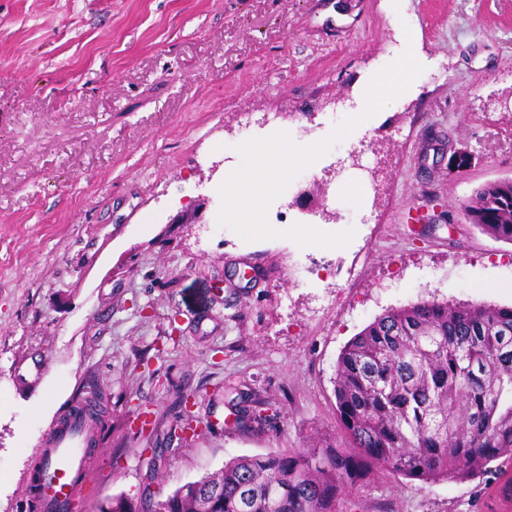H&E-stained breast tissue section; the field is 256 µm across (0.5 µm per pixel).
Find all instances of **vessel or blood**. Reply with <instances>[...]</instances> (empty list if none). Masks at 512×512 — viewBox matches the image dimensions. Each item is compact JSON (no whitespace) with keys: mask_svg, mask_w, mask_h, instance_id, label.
I'll list each match as a JSON object with an SVG mask.
<instances>
[{"mask_svg":"<svg viewBox=\"0 0 512 512\" xmlns=\"http://www.w3.org/2000/svg\"><path fill=\"white\" fill-rule=\"evenodd\" d=\"M97 433L90 418L71 417L47 435L40 456L49 474L40 486L27 491L32 512H64L79 491L80 477L91 467L87 448Z\"/></svg>","mask_w":512,"mask_h":512,"instance_id":"vessel-or-blood-1","label":"vessel or blood"}]
</instances>
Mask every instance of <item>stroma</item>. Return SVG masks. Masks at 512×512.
<instances>
[{"label":"stroma","mask_w":512,"mask_h":512,"mask_svg":"<svg viewBox=\"0 0 512 512\" xmlns=\"http://www.w3.org/2000/svg\"><path fill=\"white\" fill-rule=\"evenodd\" d=\"M415 38L422 73L270 205L269 224L343 247L216 231L237 145L326 138ZM512 0H0V512H30L36 450L98 387L105 427L84 512L168 495L238 456L340 444L345 344L419 300L512 306V243L463 218L512 177ZM381 165L371 203L305 190L353 149ZM468 154L464 166L455 152ZM201 223L174 218L199 200ZM325 258L323 278L301 274ZM42 363L37 381L19 366ZM265 420L231 425L228 384ZM195 398L198 432L170 436ZM152 414L135 434L138 411ZM157 458L146 483L145 458ZM502 477L424 483L374 471L341 512H512Z\"/></svg>","instance_id":"stroma-1"}]
</instances>
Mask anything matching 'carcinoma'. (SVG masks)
<instances>
[{
	"label": "carcinoma",
	"instance_id": "1",
	"mask_svg": "<svg viewBox=\"0 0 512 512\" xmlns=\"http://www.w3.org/2000/svg\"><path fill=\"white\" fill-rule=\"evenodd\" d=\"M461 211L512 243V177L480 186ZM333 383L348 446L235 457L162 500L120 494L99 512H339L377 467L429 483L512 465V307L390 309L343 347Z\"/></svg>",
	"mask_w": 512,
	"mask_h": 512
}]
</instances>
